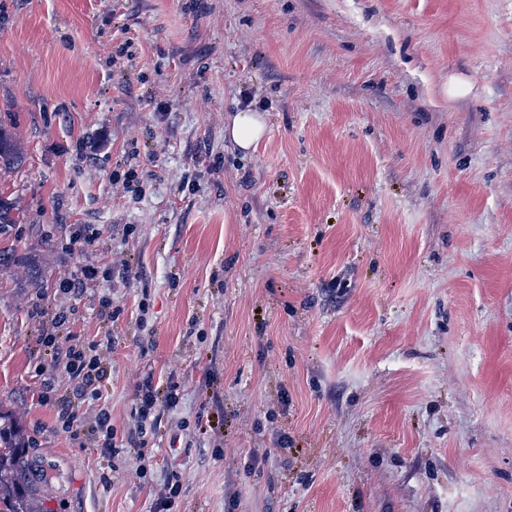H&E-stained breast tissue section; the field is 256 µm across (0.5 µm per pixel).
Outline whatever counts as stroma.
<instances>
[{
	"label": "stroma",
	"mask_w": 512,
	"mask_h": 512,
	"mask_svg": "<svg viewBox=\"0 0 512 512\" xmlns=\"http://www.w3.org/2000/svg\"><path fill=\"white\" fill-rule=\"evenodd\" d=\"M0 113V248L55 256L0 278V410L49 512H149L174 474L182 512H512V0H0ZM77 224L99 247L64 250ZM116 256L137 279L56 291ZM38 307L112 340V457L38 398ZM224 132L239 149L249 151L265 136L266 126L258 112L246 109L234 114ZM23 144L11 130V125L0 116V172L17 170L25 163ZM100 278L98 267L92 265L78 266L61 276L56 283L58 288L63 291L70 292L77 288L86 287L94 284ZM179 387L178 383L169 382L162 400L158 396L160 392L154 389L151 384H145L138 390L137 400L139 403L134 428L141 437L144 438L148 431L154 430L159 418L158 408L166 407L170 410L177 406L180 400Z\"/></svg>",
	"instance_id": "obj_1"
}]
</instances>
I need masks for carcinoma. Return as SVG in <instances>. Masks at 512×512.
<instances>
[{"label":"carcinoma","mask_w":512,"mask_h":512,"mask_svg":"<svg viewBox=\"0 0 512 512\" xmlns=\"http://www.w3.org/2000/svg\"><path fill=\"white\" fill-rule=\"evenodd\" d=\"M25 160L21 140L0 117V172L17 170ZM44 484L28 460L22 427L0 412V512H48L40 493Z\"/></svg>","instance_id":"1"}]
</instances>
